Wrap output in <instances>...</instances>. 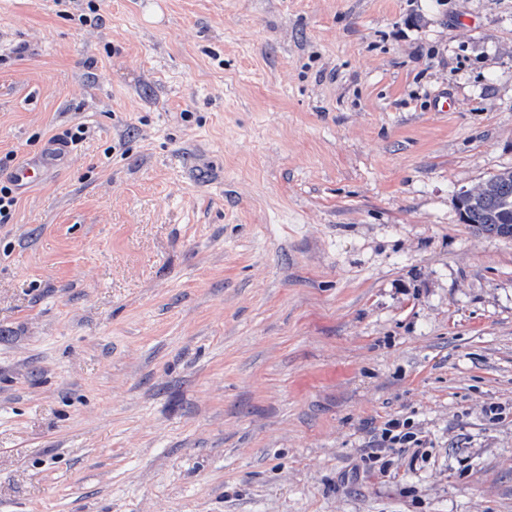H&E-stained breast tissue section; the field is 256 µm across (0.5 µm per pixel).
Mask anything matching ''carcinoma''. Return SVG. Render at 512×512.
I'll use <instances>...</instances> for the list:
<instances>
[{"label":"carcinoma","mask_w":512,"mask_h":512,"mask_svg":"<svg viewBox=\"0 0 512 512\" xmlns=\"http://www.w3.org/2000/svg\"><path fill=\"white\" fill-rule=\"evenodd\" d=\"M462 223L479 233L512 239V168L456 195Z\"/></svg>","instance_id":"1"}]
</instances>
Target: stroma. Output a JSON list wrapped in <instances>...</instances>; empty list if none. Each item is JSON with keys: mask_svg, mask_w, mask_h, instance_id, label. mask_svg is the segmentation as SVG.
<instances>
[{"mask_svg": "<svg viewBox=\"0 0 512 512\" xmlns=\"http://www.w3.org/2000/svg\"><path fill=\"white\" fill-rule=\"evenodd\" d=\"M80 125L0 224V512H512V0H0V155ZM463 224L479 233L512 239V168L490 175L484 182L457 193ZM403 421L389 420L384 424L380 439L377 440L376 447L372 448L370 453L373 458H381V452L385 448H392L389 445H400V448H419L423 444L422 438Z\"/></svg>", "mask_w": 512, "mask_h": 512, "instance_id": "stroma-1", "label": "stroma"}]
</instances>
